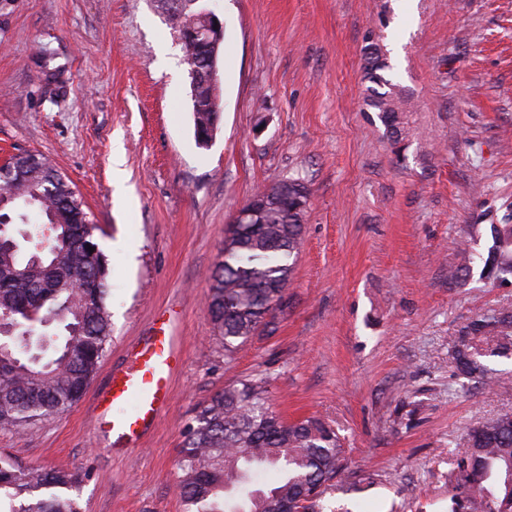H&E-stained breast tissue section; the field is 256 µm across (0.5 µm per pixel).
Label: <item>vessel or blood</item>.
Listing matches in <instances>:
<instances>
[{"label":"vessel or blood","instance_id":"b4317fda","mask_svg":"<svg viewBox=\"0 0 512 512\" xmlns=\"http://www.w3.org/2000/svg\"><path fill=\"white\" fill-rule=\"evenodd\" d=\"M182 362L177 320L162 316L150 336L134 349L124 367L113 372L106 391L96 397V430L136 443L170 401V381Z\"/></svg>","mask_w":512,"mask_h":512}]
</instances>
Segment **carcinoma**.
Instances as JSON below:
<instances>
[{"label":"carcinoma","mask_w":512,"mask_h":512,"mask_svg":"<svg viewBox=\"0 0 512 512\" xmlns=\"http://www.w3.org/2000/svg\"><path fill=\"white\" fill-rule=\"evenodd\" d=\"M209 8L196 2L173 8L169 22L177 35L185 23L202 20ZM187 66L208 54L197 43L182 42ZM368 105L381 122L395 128L402 111L385 68L370 52ZM194 132L218 120L202 99L209 88L192 86ZM43 170L14 182L0 179V196L13 202L0 209L1 224L25 226L34 243L42 224L57 229L47 241L48 260L28 264L20 240L0 246V315L9 314L18 329L0 353V427L23 428L69 410L83 395L111 336L107 256L96 241L82 199L47 160ZM294 195L270 203L263 224H232L224 238L222 260L209 277L206 308L224 351L233 353L252 338L281 306L292 276L290 260L303 243L305 211L295 198L309 199L307 185L290 176ZM493 245L483 266H497L512 277V224H492ZM37 309L54 318L62 332L31 326ZM455 373L464 378L500 379L490 357L512 355V313L478 317L454 337ZM177 488L184 512H322L326 490L347 469L337 432L316 417L287 421L267 403L262 379L227 387L200 407L180 451ZM277 472L265 489L249 487L244 465ZM74 474L47 467H16L0 460V502L8 512H81L73 490ZM448 512H512V414L472 428L448 467Z\"/></svg>","instance_id":"cac0c4a2"}]
</instances>
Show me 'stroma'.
<instances>
[{
	"label": "stroma",
	"instance_id": "obj_1",
	"mask_svg": "<svg viewBox=\"0 0 512 512\" xmlns=\"http://www.w3.org/2000/svg\"><path fill=\"white\" fill-rule=\"evenodd\" d=\"M224 24L212 143L194 138L169 0H0V162L46 158L108 258L112 336L81 399L0 458L74 472L82 512H184L176 478L197 409L265 379L284 418L334 428L349 469L329 505L448 512V453L512 413V386L456 377L472 319L512 312V282L449 281L457 247L512 224V0H209ZM404 101L403 146L368 106L365 50ZM122 188L112 182L113 166ZM310 196L284 297L225 354L207 315L225 230L263 186ZM180 312L183 364L136 448L111 449L92 396L155 312Z\"/></svg>",
	"mask_w": 512,
	"mask_h": 512
}]
</instances>
